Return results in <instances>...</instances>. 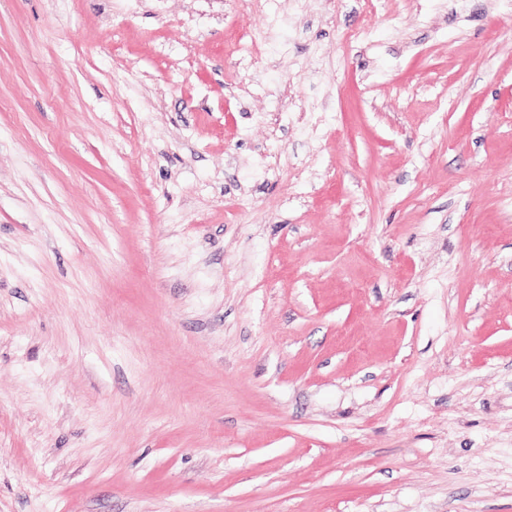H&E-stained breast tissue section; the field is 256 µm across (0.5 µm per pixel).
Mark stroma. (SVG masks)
Instances as JSON below:
<instances>
[{
    "label": "stroma",
    "mask_w": 512,
    "mask_h": 512,
    "mask_svg": "<svg viewBox=\"0 0 512 512\" xmlns=\"http://www.w3.org/2000/svg\"><path fill=\"white\" fill-rule=\"evenodd\" d=\"M0 512H512V0H0Z\"/></svg>",
    "instance_id": "1"
}]
</instances>
